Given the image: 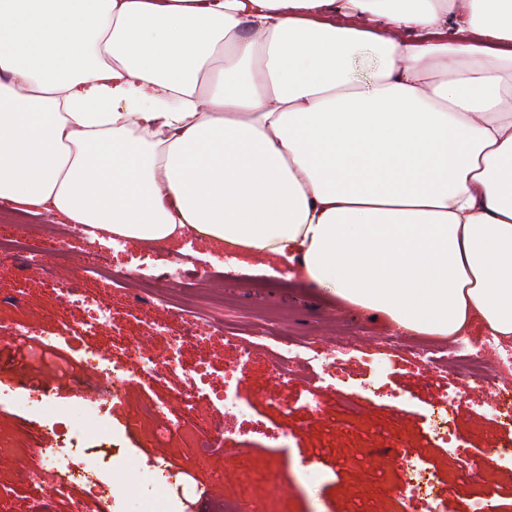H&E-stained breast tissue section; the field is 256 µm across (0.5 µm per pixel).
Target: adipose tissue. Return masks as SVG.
<instances>
[{
  "label": "adipose tissue",
  "instance_id": "ef3b65f1",
  "mask_svg": "<svg viewBox=\"0 0 512 512\" xmlns=\"http://www.w3.org/2000/svg\"><path fill=\"white\" fill-rule=\"evenodd\" d=\"M0 200L511 339L512 0H0Z\"/></svg>",
  "mask_w": 512,
  "mask_h": 512
}]
</instances>
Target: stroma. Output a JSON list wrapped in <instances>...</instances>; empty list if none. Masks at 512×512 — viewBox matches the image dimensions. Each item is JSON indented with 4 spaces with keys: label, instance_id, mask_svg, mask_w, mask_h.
<instances>
[{
    "label": "stroma",
    "instance_id": "1",
    "mask_svg": "<svg viewBox=\"0 0 512 512\" xmlns=\"http://www.w3.org/2000/svg\"><path fill=\"white\" fill-rule=\"evenodd\" d=\"M0 238L38 240L57 279L81 294L112 304V335H80L82 308L65 304L45 283L38 266L0 253V323H33L38 331L61 336L76 332L74 344L59 353L77 360L86 350L110 351L116 363L126 359L125 340L142 335L147 322L164 318L179 331L198 330L201 340L188 341L183 358L207 362L215 385H222L235 353L232 336H250L263 312L278 311L270 337L244 370L239 386L246 418L235 432L225 433L222 449L197 460L182 433L171 430L168 417L143 418L139 411L152 402L168 401L187 388V379L161 375L125 386L120 396L101 407L109 438L91 442L89 451L99 466L110 456H128L149 471L155 451L188 473L180 482L179 512H226L240 491H247L262 512H393L407 486L401 466L409 454L427 467L441 491V512H465L473 499L488 496L501 503L512 494V424L488 406L487 391L463 380L454 365L426 366L408 350L426 343L447 344L444 336L403 332L385 315L344 305L336 296L307 288L300 276H283L282 263L272 256H255L247 263L211 260L214 248L195 236L177 244H153L157 267L182 259L195 302L175 284L159 298L135 295L134 280L83 277L80 260L106 244L107 236L77 237L73 224L60 216H32L0 201ZM374 337L403 336L406 351L397 352L383 377L359 360L343 366L342 377L310 382L298 377L287 386L274 385L275 341L287 338L325 347L346 332ZM44 391L60 411L56 431H48L36 409L15 404L31 389ZM91 381L86 377L58 379L54 371L34 377L17 355L11 339L0 340V448L10 455L0 461V512H33L51 474L29 478L25 468L37 448L57 445L69 433L89 403ZM455 398L444 436L432 431V412L445 395ZM317 409H309L308 401ZM360 418L343 416L345 406ZM313 465L324 475L309 485L301 473Z\"/></svg>",
    "mask_w": 512,
    "mask_h": 512
}]
</instances>
